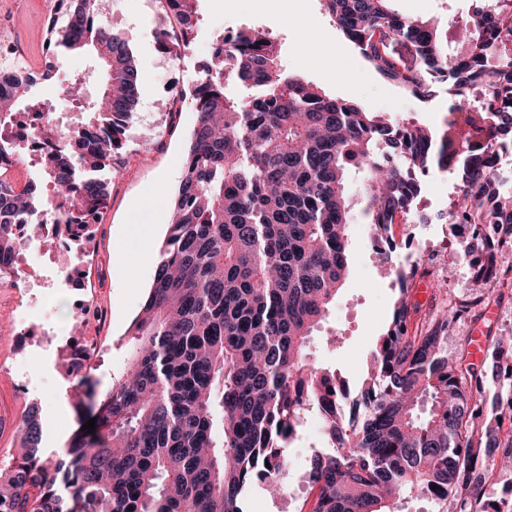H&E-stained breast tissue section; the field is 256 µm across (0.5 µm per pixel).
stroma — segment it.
<instances>
[{
    "label": "stroma",
    "mask_w": 512,
    "mask_h": 512,
    "mask_svg": "<svg viewBox=\"0 0 512 512\" xmlns=\"http://www.w3.org/2000/svg\"><path fill=\"white\" fill-rule=\"evenodd\" d=\"M49 0H0V21L13 31L18 51L36 70L47 62L44 27ZM398 13L413 18L448 20V42L460 41L461 26L474 8V0H395ZM161 0H126L116 14L136 60L140 97L127 131L126 164L109 173V199L85 243L87 258L81 278L83 290L68 288L58 276L53 254L38 251L32 259L39 274L26 293L0 285V406L16 417L38 411L42 424V452L56 457L76 426V412L67 379L64 347L77 322L76 309L87 304L106 314V321L87 320L83 332L105 348L95 361L94 379L106 389L126 366L125 332L139 312L150 286L155 264L143 258L141 239L147 223L156 226L154 246H161L171 222L168 197L184 177L186 138L197 114L190 99L155 109L168 83L187 89L209 57V47L224 31L251 27L265 31L277 44L284 66L322 88L328 95L356 102L369 112L388 113L393 120L439 122L448 96L437 91L421 103L380 77L362 58L322 10L319 0H202L200 30L193 56L178 60L173 69L158 63L153 16L162 11ZM413 232L430 256L429 278L415 281L410 300L421 312L438 309L448 301L471 299L473 267L468 257H455L458 239L445 224L396 225V236ZM449 281L447 291L432 288L433 278ZM397 293L392 279L380 268L362 213L351 226L349 274L336 295L325 321L309 339L308 357L359 383L369 352L387 324ZM324 421L317 410H306L296 440L288 449L289 486L300 487L296 496L270 497L261 488L247 496L246 512H296L315 493L304 483L310 455L326 449Z\"/></svg>",
    "instance_id": "stroma-1"
}]
</instances>
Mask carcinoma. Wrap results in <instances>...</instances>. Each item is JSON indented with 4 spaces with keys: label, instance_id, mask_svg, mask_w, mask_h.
<instances>
[{
    "label": "carcinoma",
    "instance_id": "1",
    "mask_svg": "<svg viewBox=\"0 0 512 512\" xmlns=\"http://www.w3.org/2000/svg\"><path fill=\"white\" fill-rule=\"evenodd\" d=\"M56 66L94 50L102 97L88 103L75 78L48 105L18 84L19 108L65 105L82 121L41 164L42 184L16 190L0 179V255L13 252V225L46 206L96 221L108 195L97 173L124 156L140 74L124 34L83 28L89 0H61ZM337 28L384 79L421 101L448 84L435 126L331 98L288 71L262 30L237 29L213 48L189 91L196 123L185 175L152 284L127 331L125 369L105 390L93 381L73 402L76 429L56 460L43 458L33 415L19 425L21 452L0 467V512H244L261 483L288 494L287 448L315 405L332 451L312 457L317 491L298 512H403L406 499L436 512H503L487 498L512 470V343L487 327L480 359L448 331L482 319L484 298L420 317L408 302L418 267L398 274L399 296L367 375L351 398L338 372L309 363L306 345L349 273L348 174H365L362 201L383 265H393V226L411 223L422 178L448 174L454 195L425 223L492 224L512 239V191L491 160L512 144V0H478L461 48L434 19L399 14L393 0H319ZM200 0H166L184 42L195 38ZM406 46L415 63L394 52ZM473 261L477 287L512 285L497 261L499 240ZM95 419V432L81 429Z\"/></svg>",
    "mask_w": 512,
    "mask_h": 512
}]
</instances>
